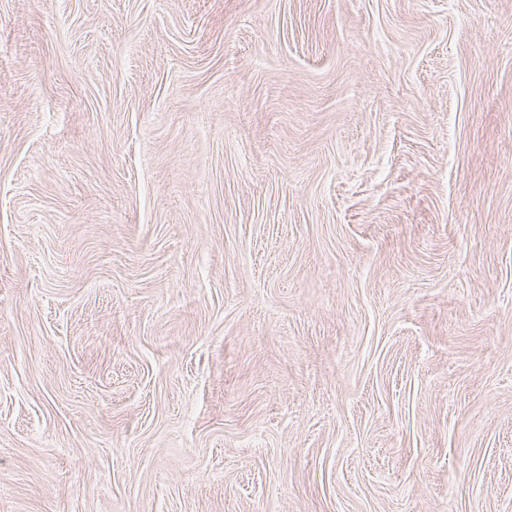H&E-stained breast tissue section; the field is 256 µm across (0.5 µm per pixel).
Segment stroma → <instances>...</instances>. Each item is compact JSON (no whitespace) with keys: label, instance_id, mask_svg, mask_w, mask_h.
<instances>
[{"label":"stroma","instance_id":"obj_1","mask_svg":"<svg viewBox=\"0 0 512 512\" xmlns=\"http://www.w3.org/2000/svg\"><path fill=\"white\" fill-rule=\"evenodd\" d=\"M0 512H512V0H0Z\"/></svg>","mask_w":512,"mask_h":512}]
</instances>
